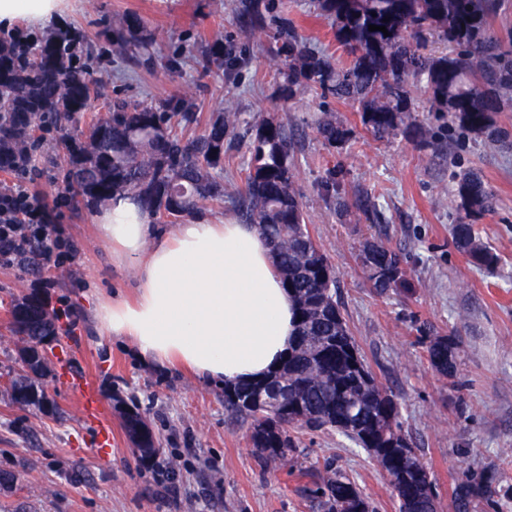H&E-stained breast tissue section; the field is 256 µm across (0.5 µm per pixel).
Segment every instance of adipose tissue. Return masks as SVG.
I'll use <instances>...</instances> for the list:
<instances>
[{"mask_svg": "<svg viewBox=\"0 0 512 512\" xmlns=\"http://www.w3.org/2000/svg\"><path fill=\"white\" fill-rule=\"evenodd\" d=\"M59 9L60 0H0V27L11 29L22 14L38 24ZM95 222L117 261L136 270L135 299L102 301L96 318L144 363L252 382L287 353L293 302L253 225L196 217L162 231L127 195L112 199Z\"/></svg>", "mask_w": 512, "mask_h": 512, "instance_id": "obj_1", "label": "adipose tissue"}]
</instances>
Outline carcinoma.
I'll list each match as a JSON object with an SVG mask.
<instances>
[{
  "label": "carcinoma",
  "instance_id": "1",
  "mask_svg": "<svg viewBox=\"0 0 512 512\" xmlns=\"http://www.w3.org/2000/svg\"><path fill=\"white\" fill-rule=\"evenodd\" d=\"M333 20L336 39L352 56L347 67L314 53L283 28L273 61L293 95L305 83L356 105L366 131L387 142L412 133L429 143L431 129L419 122L414 96L430 93L429 111L448 120L493 151L512 145V132L496 115L512 111V31H498L499 0H317ZM235 12L248 39L265 29L258 0H237ZM384 26L387 32L369 31ZM112 45L126 51L148 40L141 21L116 18ZM441 42L446 51L431 44ZM92 52L69 26L54 28L38 47L21 32L0 40V171L31 167L44 148L56 152L65 186L90 204L131 195L152 214L175 221L198 216L207 201L229 198L238 218L258 227L284 287L295 302L294 344L281 362L251 383L224 381L225 406L249 422L250 442L269 466L290 462L298 448L295 430L336 433L368 453L385 475L399 512H434L432 479L400 421L394 395L380 385L362 358L336 293V271L306 224L292 162L293 135L273 118L255 126L244 185L224 188V153L243 138L245 119L231 102L212 116L204 132L187 137L177 127L193 112H159L117 101L74 137L91 110ZM319 134L342 143L349 130L331 119ZM495 195L479 172L455 175L448 207L466 220L451 227L456 248L478 268L498 266V254L481 239L476 221L494 208ZM356 260L383 293L405 276L400 255L383 242H364ZM28 345L57 336L51 314L28 306ZM441 376L457 372L460 345L435 336L427 347ZM123 426L133 437L144 423L154 444L159 437L136 404L126 406ZM318 488L323 512H374L372 502L341 469L325 467ZM491 493L489 476L471 475L456 487L458 512H473Z\"/></svg>",
  "mask_w": 512,
  "mask_h": 512
}]
</instances>
